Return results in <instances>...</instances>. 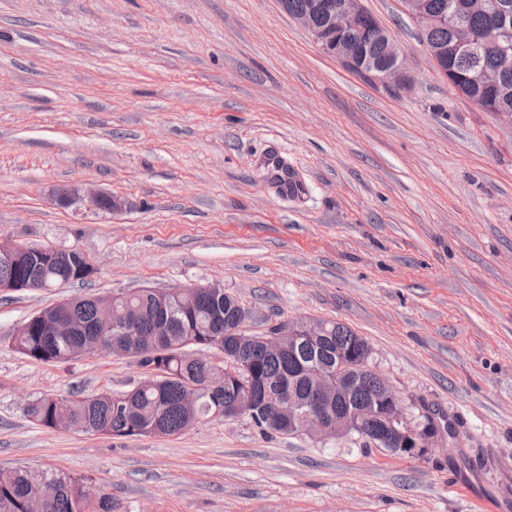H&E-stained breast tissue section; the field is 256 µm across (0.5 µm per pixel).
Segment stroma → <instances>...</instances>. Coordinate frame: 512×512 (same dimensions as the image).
Returning a JSON list of instances; mask_svg holds the SVG:
<instances>
[{"label": "stroma", "instance_id": "1", "mask_svg": "<svg viewBox=\"0 0 512 512\" xmlns=\"http://www.w3.org/2000/svg\"><path fill=\"white\" fill-rule=\"evenodd\" d=\"M413 78L388 91L324 54L280 0H0V241L78 248L89 285L0 292V470L64 472L114 512H512V129L433 64L403 0H362ZM301 184H277L278 170ZM112 194L93 214L56 187ZM217 283L245 333L333 320L454 437H174L38 425L44 394L118 393L130 358L66 364L14 334L62 299Z\"/></svg>", "mask_w": 512, "mask_h": 512}]
</instances>
